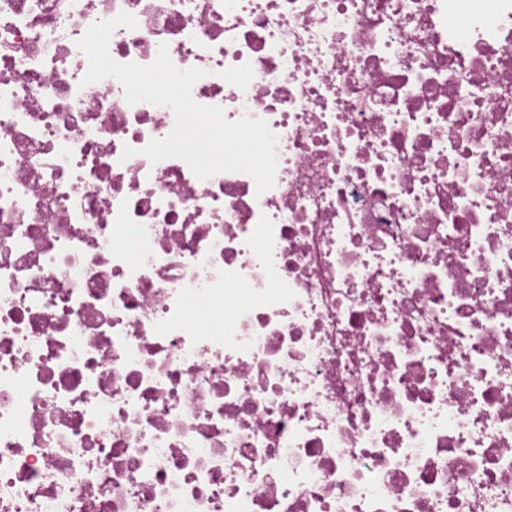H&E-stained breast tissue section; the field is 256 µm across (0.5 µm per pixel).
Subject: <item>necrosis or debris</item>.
<instances>
[{
	"instance_id": "necrosis-or-debris-1",
	"label": "necrosis or debris",
	"mask_w": 512,
	"mask_h": 512,
	"mask_svg": "<svg viewBox=\"0 0 512 512\" xmlns=\"http://www.w3.org/2000/svg\"><path fill=\"white\" fill-rule=\"evenodd\" d=\"M0 512H512V0H0Z\"/></svg>"
}]
</instances>
